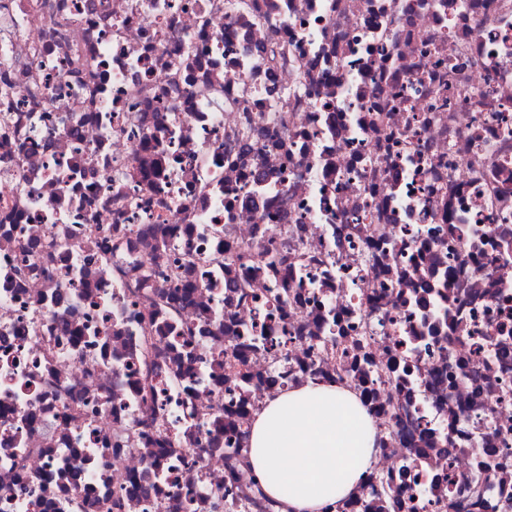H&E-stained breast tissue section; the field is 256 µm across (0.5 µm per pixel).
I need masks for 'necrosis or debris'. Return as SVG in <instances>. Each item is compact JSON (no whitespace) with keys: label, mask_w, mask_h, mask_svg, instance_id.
I'll return each instance as SVG.
<instances>
[{"label":"necrosis or debris","mask_w":512,"mask_h":512,"mask_svg":"<svg viewBox=\"0 0 512 512\" xmlns=\"http://www.w3.org/2000/svg\"><path fill=\"white\" fill-rule=\"evenodd\" d=\"M309 381L512 512V0H0V512H265Z\"/></svg>","instance_id":"4bbe7bcc"}]
</instances>
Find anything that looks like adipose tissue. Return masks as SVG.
Returning a JSON list of instances; mask_svg holds the SVG:
<instances>
[{
	"label": "adipose tissue",
	"instance_id": "ef3b65f1",
	"mask_svg": "<svg viewBox=\"0 0 512 512\" xmlns=\"http://www.w3.org/2000/svg\"><path fill=\"white\" fill-rule=\"evenodd\" d=\"M376 445L352 390L310 382L266 401L249 432L248 461L282 512H327L356 489Z\"/></svg>",
	"mask_w": 512,
	"mask_h": 512
}]
</instances>
